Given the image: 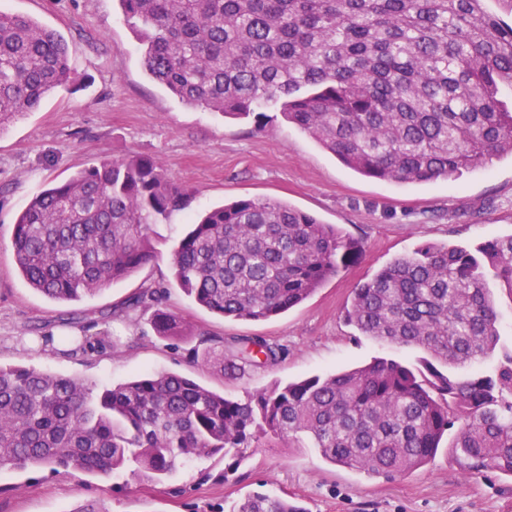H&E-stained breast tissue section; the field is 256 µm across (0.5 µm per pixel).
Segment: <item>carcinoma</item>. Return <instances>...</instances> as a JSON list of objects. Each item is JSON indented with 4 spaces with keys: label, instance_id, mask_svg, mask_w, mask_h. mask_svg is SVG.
Instances as JSON below:
<instances>
[{
    "label": "carcinoma",
    "instance_id": "1",
    "mask_svg": "<svg viewBox=\"0 0 512 512\" xmlns=\"http://www.w3.org/2000/svg\"><path fill=\"white\" fill-rule=\"evenodd\" d=\"M144 32L147 74L187 106L242 119L280 104L283 119L345 167L370 178H458L512 156V25L485 0H119ZM70 73L60 34L0 10V133L33 112ZM186 189L155 160L92 162L35 195L14 224L13 263L34 290L78 301L157 254L153 226ZM351 243L286 202L240 199L193 222L171 251L173 279L225 319L264 321L302 303L341 271ZM512 294V235L470 250L426 242L353 289L346 324L377 343L416 347L425 370L394 359L275 386L234 400L176 373L99 386L30 366L0 365V470L28 465L161 477L221 453L241 462L279 440L326 461L399 476L431 463L441 441L471 471L512 477V352L470 376L500 340L492 285ZM163 287L114 310L155 308L176 340L180 317ZM203 361L231 376L274 365L262 337L224 341ZM235 512H308L254 493Z\"/></svg>",
    "mask_w": 512,
    "mask_h": 512
}]
</instances>
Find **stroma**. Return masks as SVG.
Instances as JSON below:
<instances>
[{
	"mask_svg": "<svg viewBox=\"0 0 512 512\" xmlns=\"http://www.w3.org/2000/svg\"><path fill=\"white\" fill-rule=\"evenodd\" d=\"M0 9L57 30L68 45L71 81L0 134V365L34 366L58 376L116 385L140 373L173 372L241 399L302 378L323 376L384 356L418 363L420 349L381 345L356 335L340 312L351 291L424 242L472 247L512 235V158L448 181L397 184L341 164L288 125L278 108L243 120L181 103L141 63L140 35L118 0H0ZM133 154L157 161L184 186L182 210L155 227L157 259L93 297L54 301L30 288L12 262L14 223L30 199L90 162ZM281 200L336 225L358 241L341 272L306 301L269 320L222 319L172 286L170 252L192 217L224 202ZM166 285V311L188 338L156 335L152 309L113 317L116 304ZM53 335L108 334L106 349L73 352L37 346ZM261 336L285 354L274 365L232 378L193 355L200 332ZM217 454L182 462L163 481L121 473L108 478L74 468L0 471V512H231L261 491L299 500L308 512H506L512 478L464 470L440 449L433 464L389 479L324 461L312 448H260L224 478Z\"/></svg>",
	"mask_w": 512,
	"mask_h": 512,
	"instance_id": "stroma-1",
	"label": "stroma"
}]
</instances>
